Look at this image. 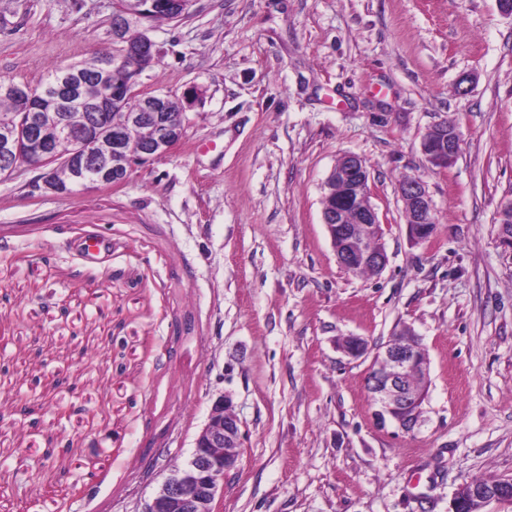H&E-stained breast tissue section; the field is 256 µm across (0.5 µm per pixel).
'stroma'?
I'll return each mask as SVG.
<instances>
[{"mask_svg": "<svg viewBox=\"0 0 512 512\" xmlns=\"http://www.w3.org/2000/svg\"><path fill=\"white\" fill-rule=\"evenodd\" d=\"M113 12L0 0V77L35 87L118 52ZM142 30L160 63L139 88L182 100L181 142L70 196L0 179V512H138L222 391L244 433L222 512H450L462 483L512 479V18L497 0H195ZM441 121L461 133L444 170L421 151ZM346 153L370 173L375 275L338 265L322 220ZM409 178L440 224L425 244ZM404 326L430 363L409 432L378 424L367 387ZM26 402L37 428L14 422ZM399 191L404 204L405 223L412 239L417 243L424 241L425 229L420 224H430L438 232L439 224L434 218L432 200L424 184L409 179L401 184Z\"/></svg>", "mask_w": 512, "mask_h": 512, "instance_id": "obj_1", "label": "stroma"}]
</instances>
